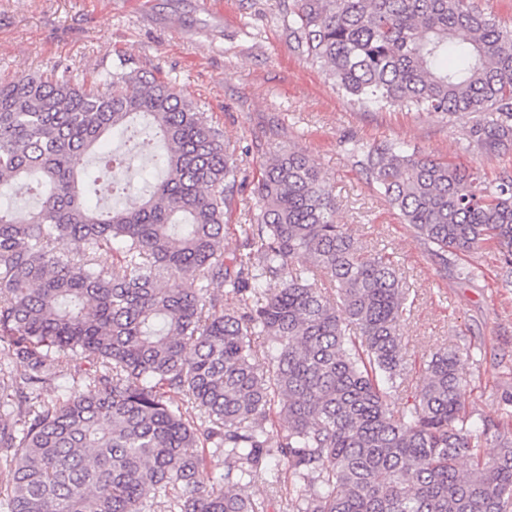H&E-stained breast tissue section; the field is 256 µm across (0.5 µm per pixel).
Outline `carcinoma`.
Masks as SVG:
<instances>
[{
    "label": "carcinoma",
    "mask_w": 512,
    "mask_h": 512,
    "mask_svg": "<svg viewBox=\"0 0 512 512\" xmlns=\"http://www.w3.org/2000/svg\"><path fill=\"white\" fill-rule=\"evenodd\" d=\"M285 12L293 50L348 101L483 114L468 147L512 150V29L474 0H288ZM95 151L123 192L126 155L150 153L149 193L87 206L79 183L99 177L80 162ZM347 151L443 263L493 242L512 270V175L487 183L387 141ZM32 179L47 189L36 208L0 205V342L13 356L0 365V512H265L246 488L284 471L288 512H512V436L491 418L468 424L457 352H433L396 405L409 289L336 222L303 152L267 158L244 252L224 263L245 182L235 147L171 81L119 55L90 82L66 68L0 79V190ZM103 248L117 269L95 267ZM258 336L274 347L263 363ZM212 450L224 473L208 488Z\"/></svg>",
    "instance_id": "obj_1"
}]
</instances>
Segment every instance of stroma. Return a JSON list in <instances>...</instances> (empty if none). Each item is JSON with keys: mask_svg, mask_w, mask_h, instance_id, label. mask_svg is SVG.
<instances>
[{"mask_svg": "<svg viewBox=\"0 0 512 512\" xmlns=\"http://www.w3.org/2000/svg\"><path fill=\"white\" fill-rule=\"evenodd\" d=\"M119 54L206 110L241 155L247 181L260 177L274 146L302 150L333 188L337 223L365 248L393 253L416 292L403 327L412 378L436 348L457 349L468 412L506 419L512 285L498 249L488 243L441 261L343 149L351 138L389 140L496 179L501 159L465 148L471 118L347 104L326 68L293 51L276 0H0V78L66 67L89 81ZM464 267L471 279H461Z\"/></svg>", "mask_w": 512, "mask_h": 512, "instance_id": "obj_1", "label": "stroma"}]
</instances>
